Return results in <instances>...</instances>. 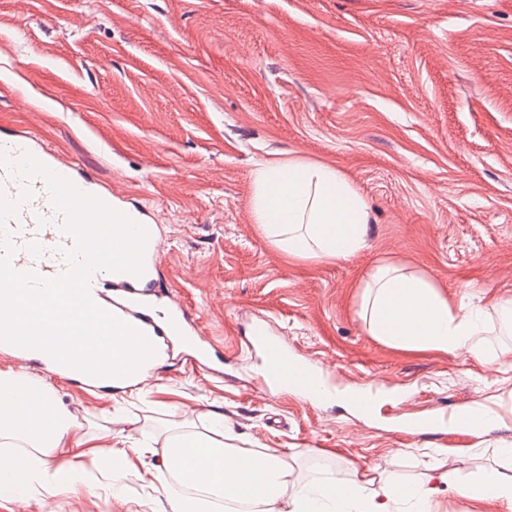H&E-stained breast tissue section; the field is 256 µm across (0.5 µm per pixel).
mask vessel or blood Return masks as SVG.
Instances as JSON below:
<instances>
[{
	"instance_id": "b4317fda",
	"label": "vessel or blood",
	"mask_w": 512,
	"mask_h": 512,
	"mask_svg": "<svg viewBox=\"0 0 512 512\" xmlns=\"http://www.w3.org/2000/svg\"><path fill=\"white\" fill-rule=\"evenodd\" d=\"M26 154L72 182L82 194L99 199L111 209L120 207L110 193L77 179L73 166L37 137L22 134L0 140V258H8L16 272L32 271L44 278H55L68 270L65 252L74 247L75 240L65 232L67 216L54 207L45 180H27L18 173L16 165ZM123 211L148 234L142 273L137 276L126 271L96 270L89 285L92 301L144 334L157 353H166L172 337L178 336L197 358L217 364L213 343L201 338L185 310L178 304L161 302L153 290L160 250L149 212L142 208ZM249 345L259 351L263 373L273 387L304 392L319 373L312 361L295 360L287 342L264 323L254 325Z\"/></svg>"
}]
</instances>
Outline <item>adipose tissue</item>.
Listing matches in <instances>:
<instances>
[{
    "mask_svg": "<svg viewBox=\"0 0 512 512\" xmlns=\"http://www.w3.org/2000/svg\"><path fill=\"white\" fill-rule=\"evenodd\" d=\"M251 185V211L261 236L288 256L340 260L364 249L368 206L338 169L300 157L260 163ZM358 315L370 335L388 346L465 351L491 365L500 355L484 344L486 324L494 315L512 321V298L455 307L427 277L378 262L363 283ZM129 345V338L113 337L95 363L105 376L117 378V390L142 396L156 360L146 357L141 373L126 375ZM17 391L37 392L47 405L45 415L18 421L12 405ZM122 420L113 414L112 444H95L42 377L24 369L0 371V469L17 468L16 487L0 485V507L24 501L39 512H54L57 495L87 491L89 473L78 463L87 455L95 464H108L110 490L124 489L140 474L138 460L157 453V512H443L451 494L468 500L472 512H512V478L494 470L448 473L436 467L425 479L406 483L394 481L376 462L353 480L329 475L302 481L293 477L284 454L238 447L223 412H208L199 422L163 421L166 438L159 450L130 444Z\"/></svg>",
    "mask_w": 512,
    "mask_h": 512,
    "instance_id": "1",
    "label": "adipose tissue"
}]
</instances>
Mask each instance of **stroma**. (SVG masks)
<instances>
[{
  "label": "stroma",
  "instance_id": "35a3bbf8",
  "mask_svg": "<svg viewBox=\"0 0 512 512\" xmlns=\"http://www.w3.org/2000/svg\"><path fill=\"white\" fill-rule=\"evenodd\" d=\"M29 130L154 210L171 297L224 351L217 374L172 348L153 393L123 404L133 439L157 440L172 399L223 411L241 447L285 452L302 480L376 461L399 481L436 460L485 470L512 446V414L480 437L403 425L511 395L512 352L487 365L401 351L356 313L379 260L455 305L512 297V0H0V139ZM293 156L336 167L364 197L358 255L295 259L260 235L251 172ZM257 321L333 386L380 392L378 411L267 388L248 347ZM29 368L85 432L111 418V391ZM92 482L54 512H128L148 491L136 480L117 499Z\"/></svg>",
  "mask_w": 512,
  "mask_h": 512
}]
</instances>
